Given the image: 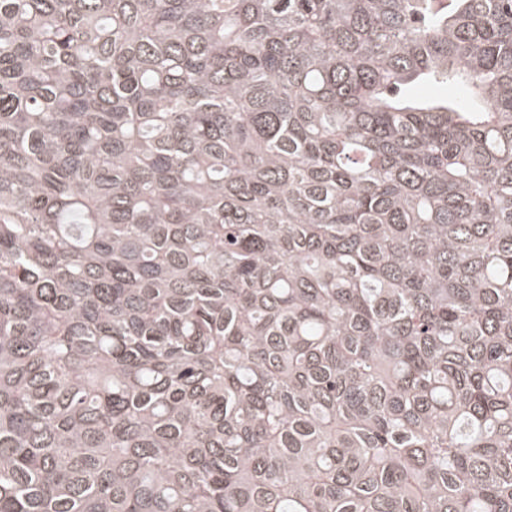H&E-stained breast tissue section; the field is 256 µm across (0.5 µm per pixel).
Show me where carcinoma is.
Returning a JSON list of instances; mask_svg holds the SVG:
<instances>
[{
  "label": "carcinoma",
  "instance_id": "obj_1",
  "mask_svg": "<svg viewBox=\"0 0 512 512\" xmlns=\"http://www.w3.org/2000/svg\"><path fill=\"white\" fill-rule=\"evenodd\" d=\"M0 512H512V0H0Z\"/></svg>",
  "mask_w": 512,
  "mask_h": 512
}]
</instances>
